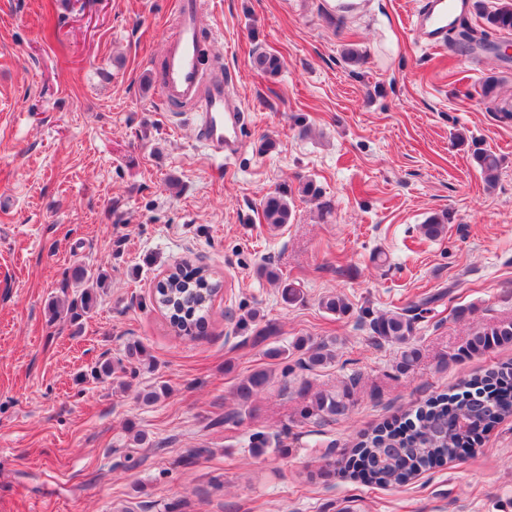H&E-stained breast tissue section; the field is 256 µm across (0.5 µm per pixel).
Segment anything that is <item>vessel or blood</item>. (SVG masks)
<instances>
[{"mask_svg": "<svg viewBox=\"0 0 512 512\" xmlns=\"http://www.w3.org/2000/svg\"><path fill=\"white\" fill-rule=\"evenodd\" d=\"M468 7V0H428L419 21L420 43L445 44L449 16L464 15ZM198 14V0H180L178 28L165 51L159 91L170 109L189 114L210 157L230 159L242 146L248 115L244 107L230 103L223 75L206 73L200 64Z\"/></svg>", "mask_w": 512, "mask_h": 512, "instance_id": "vessel-or-blood-1", "label": "vessel or blood"}]
</instances>
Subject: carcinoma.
<instances>
[{
	"label": "carcinoma",
	"mask_w": 512,
	"mask_h": 512,
	"mask_svg": "<svg viewBox=\"0 0 512 512\" xmlns=\"http://www.w3.org/2000/svg\"><path fill=\"white\" fill-rule=\"evenodd\" d=\"M485 21L486 29L481 31L460 22L449 30V40L467 52L483 49L488 31H512V6L487 12ZM252 65L269 76H276L283 63L275 54L260 52L253 56ZM473 157L485 178L494 180L498 169L496 156L477 147ZM262 217L264 223L274 227L290 223L292 209L288 194L277 192L265 196ZM447 223L446 215H434L421 225V230L425 237L435 239L444 233ZM105 278V273L81 266L71 270L64 284L66 288L76 289L75 296L66 307L70 321L76 323L89 313L96 299L94 288L102 287ZM222 289V282L213 278L208 268L185 260L157 281L150 304L165 316L177 336L194 339L205 330L209 305L219 297ZM437 299L436 295L426 296L407 308L380 314L369 321L374 338L398 346L397 368L403 373L408 372L420 356V349L414 343L418 313L428 310V306ZM320 305L326 312L336 315H343L349 310L345 299L338 294L324 297ZM252 341L255 345H266L267 356L276 360L288 359V347L279 344L274 327L267 325L256 330ZM510 346L512 321H501L473 328L463 353L476 355ZM293 348L300 352L298 364L303 370L312 371L336 361V340L332 338L318 342L299 338ZM146 353V347L132 342L127 345L123 357L96 365L91 375L96 379L117 374L134 377L140 372ZM356 382L353 377L340 390L315 391L306 381L292 385L285 371L277 382L272 371L255 369L235 384L236 406L209 420L207 427L214 429L240 422L251 412L255 398L274 385L282 395L295 393L307 400L304 419L313 418L318 424L335 422L348 414L350 388ZM511 416L512 364H504L464 379L451 393L430 398L424 404L401 413L392 422L361 434L350 452L329 466L337 468L340 474L353 477L362 473L369 483L378 487L401 485L447 460L460 457L461 448L469 449L471 455L480 453L484 435ZM250 444L252 452L257 455L269 449L283 456L288 454L280 436L264 431L252 433Z\"/></svg>",
	"instance_id": "carcinoma-1"
}]
</instances>
